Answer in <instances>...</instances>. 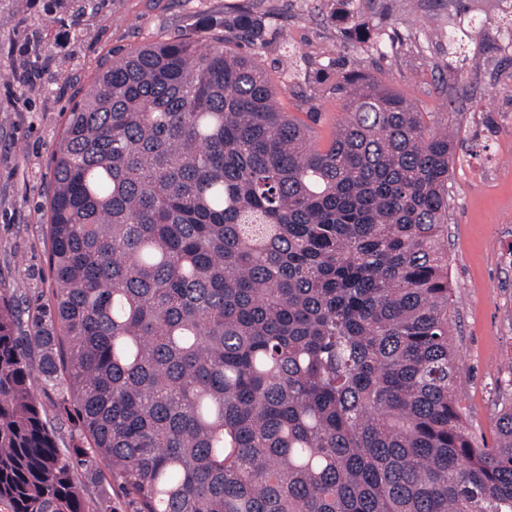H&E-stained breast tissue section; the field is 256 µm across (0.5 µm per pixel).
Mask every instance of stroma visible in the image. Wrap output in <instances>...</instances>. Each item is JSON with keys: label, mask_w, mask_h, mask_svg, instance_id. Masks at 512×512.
I'll return each instance as SVG.
<instances>
[{"label": "stroma", "mask_w": 512, "mask_h": 512, "mask_svg": "<svg viewBox=\"0 0 512 512\" xmlns=\"http://www.w3.org/2000/svg\"><path fill=\"white\" fill-rule=\"evenodd\" d=\"M235 0H0V291L21 294L27 311L52 295L45 202L51 160L72 105L113 53L176 40L197 17ZM273 13L279 36L259 49L280 79L283 51L297 53L316 81L280 91L283 111L327 145L341 119V74L353 69L444 112L459 144L448 182V267L453 340L464 368L461 394L477 433L492 439V380L512 365V29L500 0H351L348 9L386 34L383 52L362 51L328 20L329 0H243ZM37 85L13 80L30 68Z\"/></svg>", "instance_id": "1"}]
</instances>
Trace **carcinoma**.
Returning <instances> with one entry per match:
<instances>
[{"label":"carcinoma","mask_w":512,"mask_h":512,"mask_svg":"<svg viewBox=\"0 0 512 512\" xmlns=\"http://www.w3.org/2000/svg\"><path fill=\"white\" fill-rule=\"evenodd\" d=\"M244 4L115 55L52 159V300L0 293V503L89 512H512V365L496 437L464 416L451 328L448 127L343 77L325 147L276 106ZM282 79L309 80L295 53ZM75 416L57 448L37 384ZM76 480L83 489L84 498L89 502L90 510L95 512L105 510V505L99 504L97 496V482L102 481L112 484L111 499L107 503L108 512L111 510L112 512H134L130 502L131 498L118 486L117 482L112 480L108 469L102 462L97 461L88 472L85 471V468H78Z\"/></svg>","instance_id":"1"}]
</instances>
